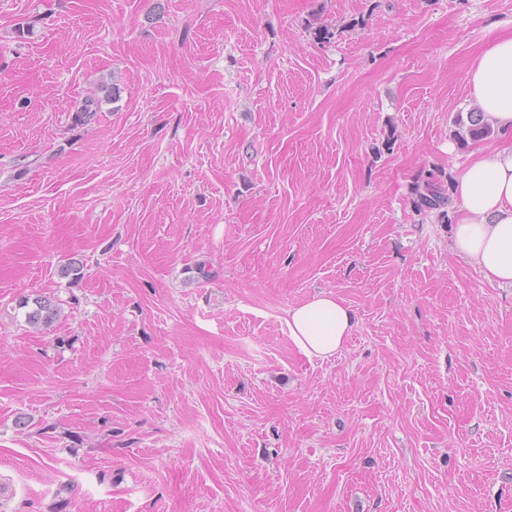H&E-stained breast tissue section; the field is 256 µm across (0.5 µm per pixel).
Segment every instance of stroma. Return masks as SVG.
Returning <instances> with one entry per match:
<instances>
[{
  "label": "stroma",
  "mask_w": 512,
  "mask_h": 512,
  "mask_svg": "<svg viewBox=\"0 0 512 512\" xmlns=\"http://www.w3.org/2000/svg\"><path fill=\"white\" fill-rule=\"evenodd\" d=\"M508 35L512 0H0V512H512V288L409 201L501 144L456 120ZM320 292L324 362L285 324ZM285 323L296 348L309 359L327 360L340 351L354 326V313L341 299L321 293L288 311ZM19 308H29L26 321L33 327H47L54 323L60 313L54 297L37 294L34 297L24 296L19 300Z\"/></svg>",
  "instance_id": "stroma-1"
}]
</instances>
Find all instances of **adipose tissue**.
<instances>
[{
    "label": "adipose tissue",
    "instance_id": "ef3b65f1",
    "mask_svg": "<svg viewBox=\"0 0 512 512\" xmlns=\"http://www.w3.org/2000/svg\"><path fill=\"white\" fill-rule=\"evenodd\" d=\"M470 84L501 135L512 134V36L482 50ZM454 197L460 216L451 228V251L472 260L489 281L512 287V145L470 162L456 180ZM285 323L302 354L327 360L350 336L354 313L341 299L322 293L289 310Z\"/></svg>",
    "mask_w": 512,
    "mask_h": 512
}]
</instances>
